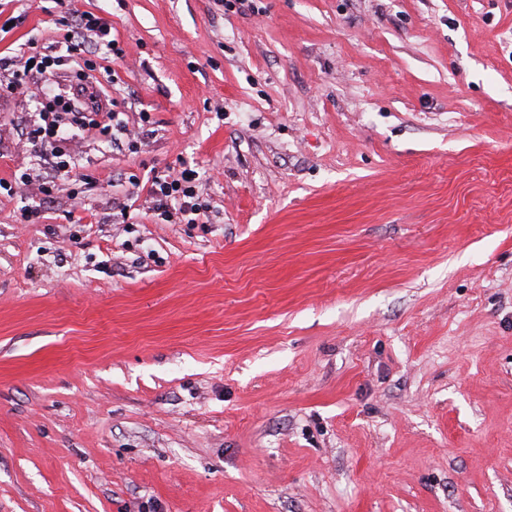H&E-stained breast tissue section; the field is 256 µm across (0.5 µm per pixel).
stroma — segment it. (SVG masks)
<instances>
[{"label": "stroma", "instance_id": "1", "mask_svg": "<svg viewBox=\"0 0 512 512\" xmlns=\"http://www.w3.org/2000/svg\"><path fill=\"white\" fill-rule=\"evenodd\" d=\"M253 5L0 0L106 19L62 82L141 139L0 97V512H512V0ZM184 166L204 223L128 204ZM76 101L66 112H43L39 114L40 121L29 127L25 132V140L34 148L42 152L50 151L57 159L56 165L66 174H69L76 167V155L69 149L63 147L72 137L71 132L80 129H99L101 134H107L112 129L122 132L127 131V126L120 118L121 112H105L108 124H101L87 116L84 110V102L80 100L88 99L93 108L100 111L99 105H95L97 97L94 92H89L88 86H82L71 93ZM112 122V124H111ZM110 123V124H109Z\"/></svg>", "mask_w": 512, "mask_h": 512}]
</instances>
